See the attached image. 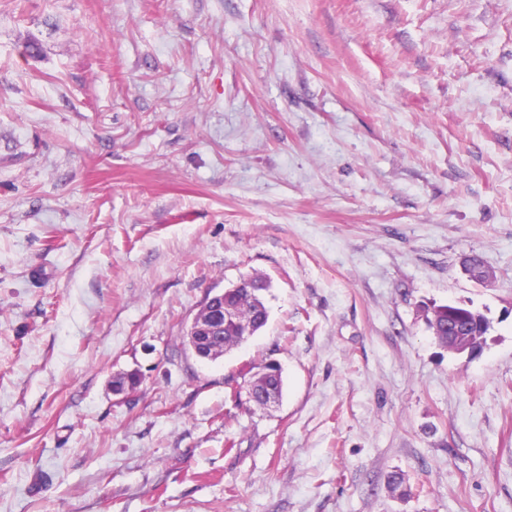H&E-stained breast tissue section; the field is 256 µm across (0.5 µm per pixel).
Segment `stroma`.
Masks as SVG:
<instances>
[{
    "label": "stroma",
    "mask_w": 512,
    "mask_h": 512,
    "mask_svg": "<svg viewBox=\"0 0 512 512\" xmlns=\"http://www.w3.org/2000/svg\"><path fill=\"white\" fill-rule=\"evenodd\" d=\"M0 512H512V0H0ZM252 278L259 283L251 293L236 290L227 292L224 297V290H210L204 300V314L195 315L187 328L186 337L190 350L201 359H208L223 355L224 352L214 345V339L224 329V350L228 352L233 347L242 344L248 337L244 336L243 328L233 324H225L224 320L236 319L235 312L224 308V298L228 305L235 307L245 317L252 321H258L251 336L261 330L267 324L269 311L265 293L269 290L270 284L267 280L253 275H242ZM209 360V359H208ZM431 314V317H426L428 327L432 331L434 338L443 347L448 348V321L452 320L461 322L463 325L466 323L473 325L469 333L458 340L454 350L448 349L451 352H470L476 350L488 332L489 326L487 324L485 326L481 325V320L487 323V317L481 312L466 306H434ZM256 365H246L240 368L235 374H232L224 379L225 403H230L234 409H240L244 402L242 401V385L251 374Z\"/></svg>",
    "instance_id": "stroma-1"
}]
</instances>
